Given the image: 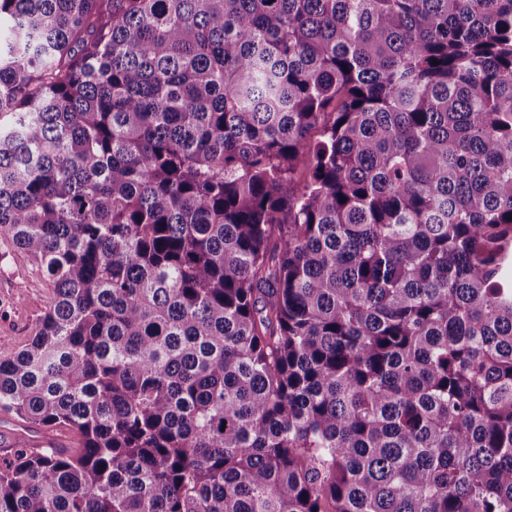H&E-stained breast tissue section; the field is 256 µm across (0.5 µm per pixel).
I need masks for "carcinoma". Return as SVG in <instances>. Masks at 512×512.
I'll return each mask as SVG.
<instances>
[{"label": "carcinoma", "mask_w": 512, "mask_h": 512, "mask_svg": "<svg viewBox=\"0 0 512 512\" xmlns=\"http://www.w3.org/2000/svg\"><path fill=\"white\" fill-rule=\"evenodd\" d=\"M3 21L0 512H512V0ZM52 296L41 265L0 237V358L27 345L38 330ZM61 432H49L45 430H41L39 428H30V427H21L19 423L15 420V416L0 411V434L9 435L12 440L17 435H22L27 443V448L31 452H38L42 448H50L52 443L57 444V440L54 437L48 439H40L38 441L29 442L31 439H36L49 434H59Z\"/></svg>", "instance_id": "obj_1"}]
</instances>
